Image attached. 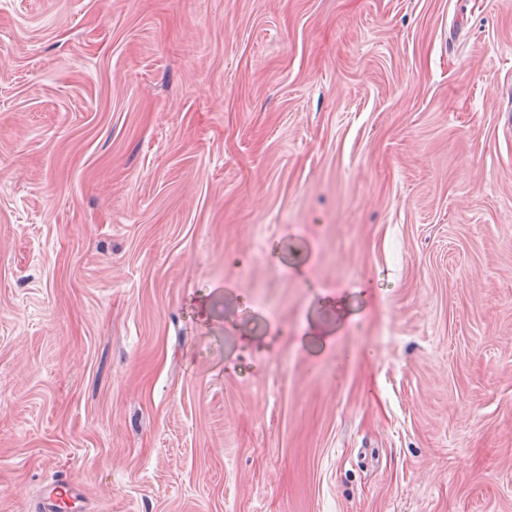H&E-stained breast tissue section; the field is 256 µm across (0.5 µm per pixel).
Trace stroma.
<instances>
[{
  "instance_id": "stroma-1",
  "label": "stroma",
  "mask_w": 512,
  "mask_h": 512,
  "mask_svg": "<svg viewBox=\"0 0 512 512\" xmlns=\"http://www.w3.org/2000/svg\"><path fill=\"white\" fill-rule=\"evenodd\" d=\"M58 480L512 512V0H0V512Z\"/></svg>"
}]
</instances>
